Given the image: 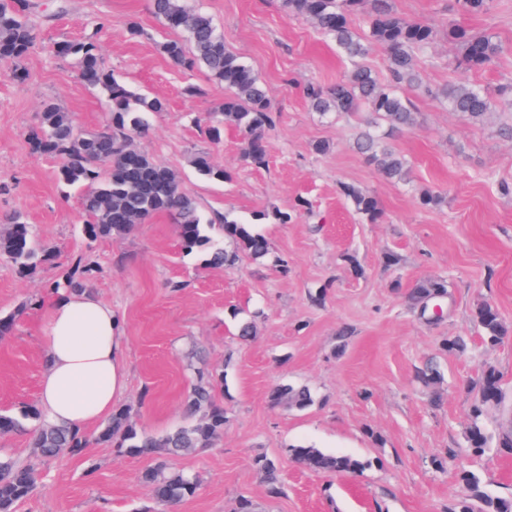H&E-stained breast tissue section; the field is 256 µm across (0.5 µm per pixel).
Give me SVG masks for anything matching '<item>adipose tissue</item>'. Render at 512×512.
Listing matches in <instances>:
<instances>
[{
    "label": "adipose tissue",
    "mask_w": 512,
    "mask_h": 512,
    "mask_svg": "<svg viewBox=\"0 0 512 512\" xmlns=\"http://www.w3.org/2000/svg\"><path fill=\"white\" fill-rule=\"evenodd\" d=\"M123 329L110 306L59 292L49 303L39 407L53 423L85 430L115 409L126 386Z\"/></svg>",
    "instance_id": "1"
}]
</instances>
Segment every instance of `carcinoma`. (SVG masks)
I'll return each mask as SVG.
<instances>
[{
    "label": "carcinoma",
    "instance_id": "1",
    "mask_svg": "<svg viewBox=\"0 0 512 512\" xmlns=\"http://www.w3.org/2000/svg\"><path fill=\"white\" fill-rule=\"evenodd\" d=\"M362 0H282L283 10L290 16L310 20L318 34L332 40L336 50L350 64L346 74L336 83L304 86L305 99L320 115L355 112L365 106L383 121L381 134L360 133L356 140L359 153L386 180L409 179V165L386 140L403 134L416 124L409 94L418 90L431 93L448 104V111L459 112L473 121L509 107L512 110V84L491 92L480 85L449 83L432 89L422 83L416 60L430 48L434 28L420 20L398 14L392 0H372L367 29L355 26L358 6ZM491 0H455L456 11L465 15L488 13ZM41 3L38 0H0V62L12 65L10 75L24 80L21 62L41 42ZM153 16L174 36L161 43L169 60L187 70L199 69L209 80L224 87V98L213 111L199 120L202 131L214 143L221 139L224 126L240 131L246 140L244 155L249 163L266 164V135L279 118L268 91L253 69L224 45V32L206 12L191 9L185 0H150ZM103 18L76 39H61L50 46L58 60L69 62L78 77L88 86L103 93L109 103V116L102 127L87 130L77 124L71 113L59 103L48 100L42 104L38 123L28 132L32 153L53 156L61 161L59 180L68 187L81 190L80 205L86 216L85 237L93 242L102 238H122L158 214L168 216L176 225L185 253L204 251L212 266L232 267L247 257L254 260L270 255L264 235L253 224L226 213L224 216L202 215L195 201L187 195L178 176L169 167L156 162L133 145L135 137L149 128L148 115L164 110L158 98L132 90L118 80L106 65L99 44V34L106 26ZM448 40L457 49V65L467 70L481 71L492 66L503 52L501 42L491 33H475L448 19ZM372 43L385 51L387 77L380 80L362 63ZM197 174L205 179L232 180V173L217 168L206 153H197L191 160ZM342 192L355 210L375 223L380 209L375 196L352 185L342 186ZM7 229L0 232V258H5L22 277H33L39 269L56 259L50 248L35 243L31 225L18 216L0 221ZM220 231L236 249L228 251L215 237ZM97 265L85 256L76 257L61 279L51 289L86 293ZM448 281L442 277H427L407 290L409 308L426 318L431 306L446 298ZM474 317L481 328V337L488 346H495L509 334L497 309L490 303H480ZM257 335L253 320L241 319L236 324L237 339L247 344ZM193 384L185 407L191 422L163 436L138 431L131 411L120 408L95 436L76 432L46 421L39 408L24 404L13 410L0 411V435L23 428L26 420L35 422L32 428L33 451L28 459L0 458V512H16L19 503L31 498L37 489L39 466L63 453L80 455L92 444L114 449L116 456L147 455L160 458L158 464L146 470L143 481L151 487L156 508L165 512L170 507L192 497L199 489L196 476L168 468L166 459L207 448L224 432L227 410L217 403L215 389L224 384V371L202 367L191 368ZM417 380L430 389V405L443 404V376L432 361L416 371ZM475 402L472 423L466 432V448L475 457L491 449L512 456V430L498 436L496 445L481 425L480 418L492 409L502 407L505 392L499 371L484 368L480 384L472 387ZM268 400L273 407L305 410L314 403L306 386L275 384ZM288 458L298 466L323 474H357L363 462L349 455L326 453L318 448L290 445ZM250 465L259 473L271 497L284 493L280 460L259 454ZM456 481L462 491L448 499L445 512H512V496H492L481 489L479 478L462 470Z\"/></svg>",
    "mask_w": 512,
    "mask_h": 512
}]
</instances>
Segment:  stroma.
Listing matches in <instances>:
<instances>
[{
  "mask_svg": "<svg viewBox=\"0 0 512 512\" xmlns=\"http://www.w3.org/2000/svg\"><path fill=\"white\" fill-rule=\"evenodd\" d=\"M209 15L224 43L265 83L280 114L267 136V165L247 164L243 138L225 128L220 144L204 139L195 115L224 96L201 71L175 67L160 49L165 34L149 0H65L66 11L44 31V45L22 63L25 80L0 75V217L19 214L38 243L56 253L36 276L16 275L0 259V317L14 315L12 331L0 337V411L38 404L44 364V328L49 309L29 308L48 298L50 284L67 262L92 255L99 270L91 293L110 305L124 325L127 378L120 407L131 410L139 429L161 436L186 425L184 399L190 388L189 357L202 349L226 380L216 400L229 421L213 445L172 460L173 468L198 476L196 495L173 512H234L249 497L255 512H443L457 490L456 474L477 471L485 489L512 495V457L469 455L473 380L494 366L512 396V336L484 345L474 320L477 304L494 305L512 327V139L499 131L506 112L475 122L449 111L432 88L469 82L489 88L512 83V0H494L489 14L464 18L476 32H490L506 47L488 69L457 68V51L446 35L448 0H393L402 16L431 24L436 36L419 65L425 91L413 93L417 123L396 138L410 178L381 179L354 148L374 116L356 112L320 116L298 93L313 81L338 80L345 64L309 20L288 16L280 0H186ZM111 23L101 34L102 54L115 76L166 104L149 114V130L136 146L177 172L186 194L207 215L232 212L243 220L306 198L312 211L288 224L260 221L275 254L287 256L280 275L267 260L242 259L217 268L202 254H185L174 224L158 215L123 238L86 240L78 194L57 178L58 159L34 155L27 132L44 101L73 113L84 128L102 125L105 98L83 83L71 64L55 60L49 43L74 39L99 15ZM138 24L142 36L128 32ZM200 87L185 95L187 85ZM326 142V153L314 151ZM233 173L232 182L206 180L191 165L195 153ZM350 184L370 191L381 216L369 223L342 193ZM424 191L443 194L442 205L425 207ZM399 262L386 266L385 254ZM355 255L362 271L345 261ZM448 281L452 304L441 322L419 319L405 290L417 280ZM182 282L172 291L170 282ZM326 289L324 305L310 293ZM257 315L259 337L238 345L236 316ZM353 329L339 342L338 327ZM462 336V355L439 348L442 338ZM435 359L444 374V405L428 404L414 372ZM277 382L308 385L314 406L303 412L271 407L268 390ZM149 403H141L144 389ZM291 444H307L367 461L356 477L318 474L287 462L285 495L273 498L250 459L279 456ZM447 459L445 471L431 466ZM147 456L116 457L112 448L91 445L79 457L62 455L41 468L36 495L16 512H143L153 504L142 474Z\"/></svg>",
  "mask_w": 512,
  "mask_h": 512,
  "instance_id": "obj_1",
  "label": "stroma"
}]
</instances>
